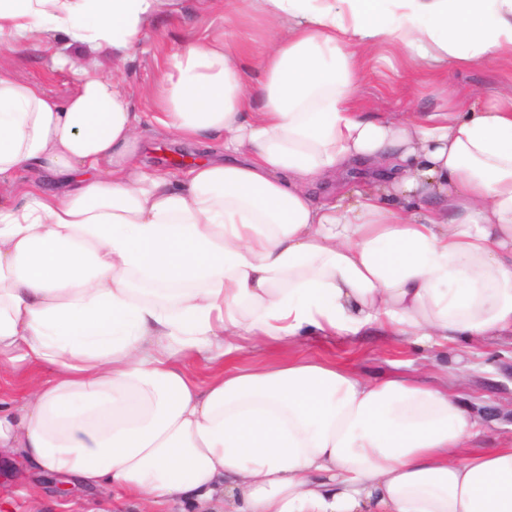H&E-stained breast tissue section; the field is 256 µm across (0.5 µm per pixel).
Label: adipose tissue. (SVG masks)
<instances>
[{"instance_id":"ef3b65f1","label":"adipose tissue","mask_w":512,"mask_h":512,"mask_svg":"<svg viewBox=\"0 0 512 512\" xmlns=\"http://www.w3.org/2000/svg\"><path fill=\"white\" fill-rule=\"evenodd\" d=\"M172 2L0 0L1 45L54 33L81 77L58 98L0 65V178L32 176L0 200V368L31 367L0 397V459L194 512H512V441L475 446L447 381L301 353L512 337V95L397 117L358 96L386 47L512 63V0H225L260 45L188 44L154 94L164 134L223 141L181 180L142 171L128 97L82 68L129 60ZM353 173L365 190L312 192ZM269 346L295 355L240 365Z\"/></svg>"}]
</instances>
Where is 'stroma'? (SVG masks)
Returning a JSON list of instances; mask_svg holds the SVG:
<instances>
[{"instance_id": "1", "label": "stroma", "mask_w": 512, "mask_h": 512, "mask_svg": "<svg viewBox=\"0 0 512 512\" xmlns=\"http://www.w3.org/2000/svg\"><path fill=\"white\" fill-rule=\"evenodd\" d=\"M152 25V34L127 64L119 67L111 56L99 55L86 60L85 66L90 74L117 77L133 111L142 118V167L178 178L184 169L169 165L170 143L147 122L155 110L151 92L158 85L166 57L184 44L223 29L256 40L261 39L262 30L255 21L225 20L224 0H179L176 10L158 13ZM63 51L59 41L49 38L7 51L6 56L13 77L40 84L65 98L78 91L79 83L68 68L55 65V56ZM508 91L512 92V66L477 62L462 69L451 65L439 71L417 70L394 48L367 61L360 85L363 99L375 111L385 113L434 112L460 101L472 108L482 96ZM305 352L366 376L388 374L408 363L416 367L432 354L428 348L376 336L360 341L312 338ZM461 366L462 376L453 394L464 407L481 415V446L492 447L512 439V343L503 341L463 350ZM111 500V492L97 489L78 490L63 498L36 471L14 466L0 469V512H27L33 503L38 505V512H89L98 503Z\"/></svg>"}]
</instances>
